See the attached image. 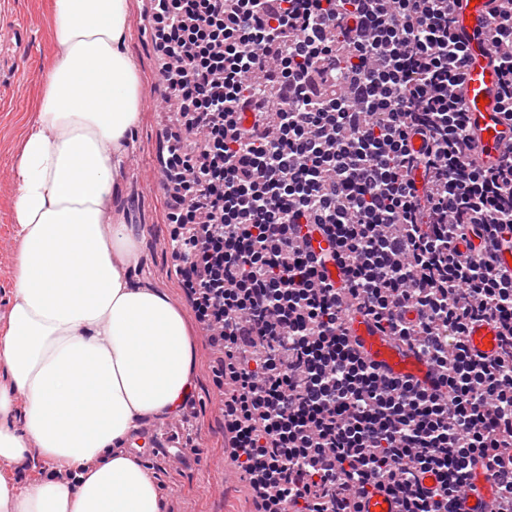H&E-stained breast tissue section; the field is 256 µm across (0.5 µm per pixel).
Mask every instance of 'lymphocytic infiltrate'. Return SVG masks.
I'll return each mask as SVG.
<instances>
[{
  "label": "lymphocytic infiltrate",
  "instance_id": "f902f5d3",
  "mask_svg": "<svg viewBox=\"0 0 512 512\" xmlns=\"http://www.w3.org/2000/svg\"><path fill=\"white\" fill-rule=\"evenodd\" d=\"M457 2L152 0L180 115L162 165L173 252L224 345V431L258 512H359L374 486L400 512H456L480 461L512 512V273L496 267L512 149L473 158ZM492 2L512 121V0ZM356 313L433 364L434 386L367 362ZM484 319L489 359L468 344ZM499 328L492 320H483L472 325L469 345L475 355L484 358L492 356L497 349Z\"/></svg>",
  "mask_w": 512,
  "mask_h": 512
}]
</instances>
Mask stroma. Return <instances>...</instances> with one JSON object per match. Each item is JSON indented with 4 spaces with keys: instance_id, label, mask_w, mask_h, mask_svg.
Listing matches in <instances>:
<instances>
[{
    "instance_id": "obj_1",
    "label": "stroma",
    "mask_w": 512,
    "mask_h": 512,
    "mask_svg": "<svg viewBox=\"0 0 512 512\" xmlns=\"http://www.w3.org/2000/svg\"><path fill=\"white\" fill-rule=\"evenodd\" d=\"M51 3L0 0V16L28 29L25 47L12 72L0 76V315L6 312L15 288L16 253L11 241L16 197L13 157L52 51L55 30ZM149 15V0H130L128 48L139 64L145 98L116 207L124 222L137 230L139 260L135 275L165 292L186 315L194 345L195 389L186 410L156 423L157 428L178 437L185 464H177L164 452L154 450L143 453L142 459L161 485L164 512H255L224 436V389L214 377L222 353L187 299L178 262L168 245L172 231L169 191L153 180L168 152L173 114L164 101L162 60L147 23Z\"/></svg>"
}]
</instances>
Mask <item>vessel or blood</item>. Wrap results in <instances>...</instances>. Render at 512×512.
I'll list each match as a JSON object with an SVG mask.
<instances>
[{"mask_svg": "<svg viewBox=\"0 0 512 512\" xmlns=\"http://www.w3.org/2000/svg\"><path fill=\"white\" fill-rule=\"evenodd\" d=\"M490 0H460L455 11V31L467 46V61L461 74L460 90L468 108L470 134L478 149L480 163L496 166L506 146H512V122L499 110V73L487 41L491 22ZM27 31L13 22L0 21V71L5 68L7 49L24 47ZM499 328L494 321L472 325L469 345L474 354L492 356L497 349ZM349 334L360 351L383 373L431 384L434 369L422 356L410 351L377 327L371 319L358 315L349 322ZM495 499L485 475H477L474 489L459 505V512H494ZM361 512H398L390 497L371 489Z\"/></svg>", "mask_w": 512, "mask_h": 512, "instance_id": "1", "label": "vessel or blood"}]
</instances>
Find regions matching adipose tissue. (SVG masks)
Masks as SVG:
<instances>
[{
  "mask_svg": "<svg viewBox=\"0 0 512 512\" xmlns=\"http://www.w3.org/2000/svg\"><path fill=\"white\" fill-rule=\"evenodd\" d=\"M56 38L14 161L15 290L0 316V512H162L127 438L177 413L194 381L186 319L130 276L138 236L112 222L144 88L129 0H53ZM33 457H34L33 461H30L21 466L0 463V472L6 473L9 475L16 474V476L20 480L25 481V484L34 483L40 476H42V474L40 475L42 465H41V462L38 459V456L35 452L33 454Z\"/></svg>",
  "mask_w": 512,
  "mask_h": 512,
  "instance_id": "obj_1",
  "label": "adipose tissue"
}]
</instances>
